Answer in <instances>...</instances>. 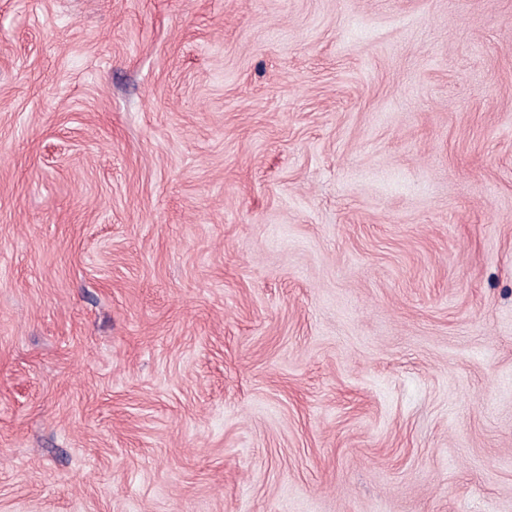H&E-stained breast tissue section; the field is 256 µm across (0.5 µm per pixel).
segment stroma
<instances>
[{"label": "stroma", "mask_w": 512, "mask_h": 512, "mask_svg": "<svg viewBox=\"0 0 512 512\" xmlns=\"http://www.w3.org/2000/svg\"><path fill=\"white\" fill-rule=\"evenodd\" d=\"M0 512H512V0H0Z\"/></svg>", "instance_id": "stroma-1"}]
</instances>
